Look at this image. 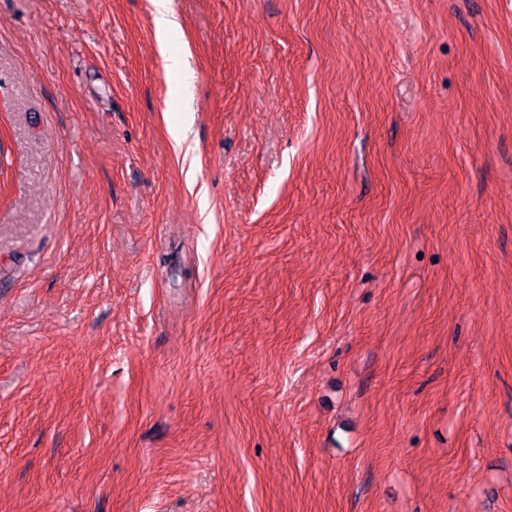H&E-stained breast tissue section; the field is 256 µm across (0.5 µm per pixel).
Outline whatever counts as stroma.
I'll return each instance as SVG.
<instances>
[{
    "instance_id": "obj_1",
    "label": "stroma",
    "mask_w": 512,
    "mask_h": 512,
    "mask_svg": "<svg viewBox=\"0 0 512 512\" xmlns=\"http://www.w3.org/2000/svg\"><path fill=\"white\" fill-rule=\"evenodd\" d=\"M170 7L0 0V512H512V0ZM154 7V25L159 49L166 62L165 68L169 72L177 74L185 86L192 84L195 73L188 67L181 54L170 53L167 49L168 38L175 27L168 7V0H151Z\"/></svg>"
}]
</instances>
